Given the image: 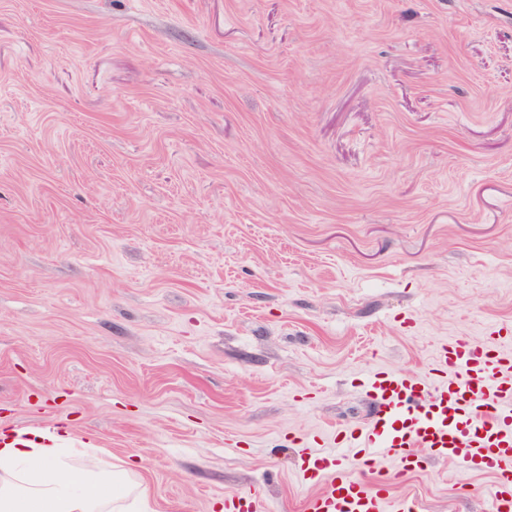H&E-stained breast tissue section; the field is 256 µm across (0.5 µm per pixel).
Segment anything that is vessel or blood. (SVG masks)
Instances as JSON below:
<instances>
[{
	"mask_svg": "<svg viewBox=\"0 0 512 512\" xmlns=\"http://www.w3.org/2000/svg\"><path fill=\"white\" fill-rule=\"evenodd\" d=\"M365 386L377 412L364 430L333 449L303 446V476L325 484L304 512H420L414 498L389 495L393 473L367 482L348 463L368 468L379 453L411 472L424 449L494 474L497 508L512 512V340L499 335L487 346L452 337L440 343L429 375L377 371Z\"/></svg>",
	"mask_w": 512,
	"mask_h": 512,
	"instance_id": "b4317fda",
	"label": "vessel or blood"
}]
</instances>
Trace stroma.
<instances>
[{
    "label": "stroma",
    "mask_w": 512,
    "mask_h": 512,
    "mask_svg": "<svg viewBox=\"0 0 512 512\" xmlns=\"http://www.w3.org/2000/svg\"><path fill=\"white\" fill-rule=\"evenodd\" d=\"M506 325L512 0H0V430L67 428L154 512H303L296 438Z\"/></svg>",
    "instance_id": "stroma-1"
}]
</instances>
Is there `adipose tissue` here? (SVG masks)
Returning <instances> with one entry per match:
<instances>
[{"mask_svg": "<svg viewBox=\"0 0 512 512\" xmlns=\"http://www.w3.org/2000/svg\"><path fill=\"white\" fill-rule=\"evenodd\" d=\"M67 440L40 429L0 438V512H152L134 471L98 464Z\"/></svg>", "mask_w": 512, "mask_h": 512, "instance_id": "ef3b65f1", "label": "adipose tissue"}]
</instances>
